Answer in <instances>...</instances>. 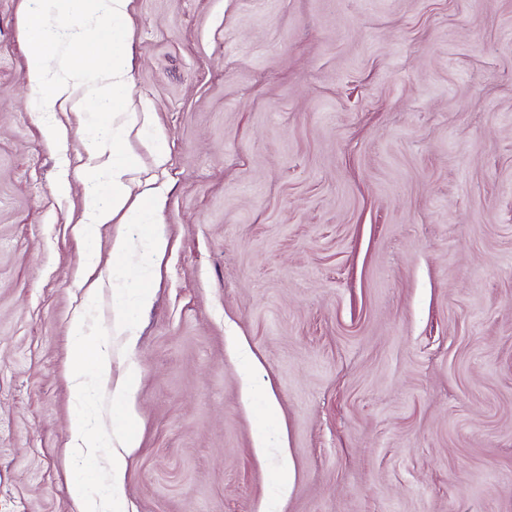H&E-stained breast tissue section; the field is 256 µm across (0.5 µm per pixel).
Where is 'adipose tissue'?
Returning a JSON list of instances; mask_svg holds the SVG:
<instances>
[{"label": "adipose tissue", "mask_w": 512, "mask_h": 512, "mask_svg": "<svg viewBox=\"0 0 512 512\" xmlns=\"http://www.w3.org/2000/svg\"><path fill=\"white\" fill-rule=\"evenodd\" d=\"M129 0H39L38 10L24 13L19 19L20 34L28 48L29 65L26 73L28 86L35 96L40 111L54 113L60 110L83 112L88 107L111 111L115 100L128 86V66L122 49L127 34V7ZM107 30L112 42L108 54L91 57L76 53L75 45L86 43L100 30ZM92 154L97 160L94 168L97 182L109 188V199L100 202L96 194L86 200L85 221L81 226L87 238H94L103 224L119 222L112 240V255L119 272L134 270L139 278H147L154 257L167 247L164 229L156 219V208L151 201L153 190H142L141 201L132 195V167L123 148L121 136L111 127L94 125L85 134ZM135 224L142 228L139 244H132L124 227ZM138 255L136 265H129L131 255ZM151 301V294L141 288L130 292L121 284H114L112 303L115 318L107 332L90 336L84 318H74L69 333L72 352L78 361L90 362L94 376L76 372L71 376V390L76 403H85L93 379L111 383L112 396L124 412H131L136 387L128 378L112 377V336L125 337L134 342L136 329L132 309ZM72 448L86 458L94 449L110 448L107 459L108 490L105 497L88 496L85 480H77L71 496L77 512H119L124 499V478L127 457L135 446L136 437L121 428L109 432H92L83 421H75L70 428Z\"/></svg>", "instance_id": "ef3b65f1"}]
</instances>
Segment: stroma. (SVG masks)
<instances>
[{
	"instance_id": "stroma-1",
	"label": "stroma",
	"mask_w": 512,
	"mask_h": 512,
	"mask_svg": "<svg viewBox=\"0 0 512 512\" xmlns=\"http://www.w3.org/2000/svg\"><path fill=\"white\" fill-rule=\"evenodd\" d=\"M0 0V512H76L69 325L89 112H40ZM134 176L168 240L137 339L123 512H512V0H130ZM65 134L62 145L49 126ZM68 190H60V181ZM101 282L85 306L86 284ZM246 341L259 360L232 354ZM268 388L244 402L242 377ZM266 434L268 456L255 447ZM287 445L293 488L277 501Z\"/></svg>"
}]
</instances>
